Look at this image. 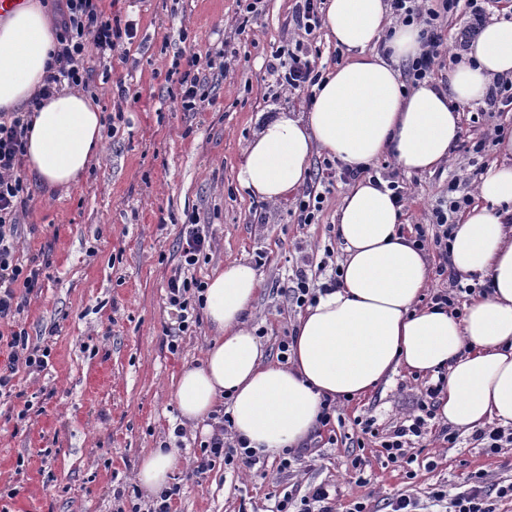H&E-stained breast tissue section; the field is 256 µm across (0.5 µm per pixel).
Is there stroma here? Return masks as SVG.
<instances>
[{
	"instance_id": "stroma-1",
	"label": "stroma",
	"mask_w": 512,
	"mask_h": 512,
	"mask_svg": "<svg viewBox=\"0 0 512 512\" xmlns=\"http://www.w3.org/2000/svg\"><path fill=\"white\" fill-rule=\"evenodd\" d=\"M294 0H261L260 15L236 33L239 0H119L122 19L134 21L132 45L112 55L110 74L95 72L90 94L115 133L105 134L97 163L65 198L33 186L34 200L20 218L16 256L47 259L41 286L18 316L30 346L49 352L44 370L19 368L10 393L0 396V512H130L148 508L136 472L149 450L171 446L180 486L173 512H275L288 492L304 495L326 483L336 512L363 497L358 478L375 492L366 512H389L388 499L423 496L428 488L457 487L471 472L489 487L512 483V446L491 453L475 433L456 430L455 442L429 434L413 450V476L388 463L379 443L365 434L370 419L386 434L416 403L425 378L398 371L391 384L339 404L332 428L311 432L301 463L280 470L263 459L248 473L216 462L204 478L190 467L200 454L201 429L183 437L175 390L184 366L200 363L212 340L207 321L181 336L177 352L163 342L169 323L167 281L180 262V234L188 215L206 224L212 249L192 271L207 280L233 261L255 265L262 278L252 324L269 360L292 335L299 306L288 288L297 265L312 287L334 277L343 253L336 210L348 186L321 174L324 154H313L306 189L322 195L318 220L297 219L295 197L273 205L244 192L236 181L243 150L261 124L283 112L306 111V90L282 92L265 65L289 40ZM201 55L234 47L230 70L208 73L212 103L199 112H177L165 80L178 34ZM461 134L448 162L434 171L401 172L391 154L373 162L389 168L408 189L402 229L429 225L449 184L470 194L477 170L499 155L493 141L473 153L474 141L495 125L512 128V112H485L480 103L461 111Z\"/></svg>"
}]
</instances>
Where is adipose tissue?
<instances>
[{
  "label": "adipose tissue",
  "mask_w": 512,
  "mask_h": 512,
  "mask_svg": "<svg viewBox=\"0 0 512 512\" xmlns=\"http://www.w3.org/2000/svg\"><path fill=\"white\" fill-rule=\"evenodd\" d=\"M327 37L351 60L312 89L307 112L266 121L244 150L239 186L277 203L306 181L321 151L350 167L392 153L407 173L435 169L460 132L458 104L484 98L498 75L512 77V20L490 21L448 74L447 86L406 87L397 68L420 50V29L391 24L385 0H327ZM56 45L52 14L41 0L0 19V112H23L31 125L24 164L48 192H69L103 147V115L83 92L62 90L41 107L28 102L43 84ZM471 209L449 242L457 271L484 294L462 317L418 301L427 285L424 251L401 229L402 212L385 180L359 179L336 213L345 251L338 286L299 314L287 363L270 362L248 324L261 279L249 263L216 270L204 310L214 335L201 364L185 367L175 396L185 423L208 420L226 405L233 431L256 457L297 447L316 425L324 397L361 398L399 369L443 379L442 421L466 430L512 426V136L497 145ZM172 448H155L137 482L156 496L177 465Z\"/></svg>",
  "instance_id": "ef3b65f1"
}]
</instances>
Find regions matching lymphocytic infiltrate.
Listing matches in <instances>:
<instances>
[{
  "label": "lymphocytic infiltrate",
  "instance_id": "lymphocytic-infiltrate-1",
  "mask_svg": "<svg viewBox=\"0 0 512 512\" xmlns=\"http://www.w3.org/2000/svg\"><path fill=\"white\" fill-rule=\"evenodd\" d=\"M398 21L417 24L421 31L422 49L418 56L408 63V75L412 80L421 81L433 77L442 67L445 59L458 58L467 50L490 19V7L500 0H468L469 15L457 32L454 40H446L443 21L458 5V0H389ZM322 0H295L291 21L295 31L302 38L294 46H280L272 52L266 64L267 72L274 76L278 86L293 89H309L323 78L315 60L312 48L303 41L320 29L325 18L320 9ZM65 11L61 12L56 30L57 46L49 64L50 73L44 86L32 98V106H40L54 91L62 86L89 90L90 82L97 67L107 66L112 61L116 47L133 43L137 28L133 21L121 20L106 8L104 0H65ZM213 59H204L191 51L175 55L167 78L175 79L179 89L173 98L176 110L197 112L209 100L207 69L213 68ZM28 127L22 113L11 115L0 113V324L9 327L6 345L10 350L7 363L0 366V392L11 391L18 367L40 371L46 366V355L39 349L29 347L25 329L19 328L16 317L22 304L18 290L33 293L40 286L43 264L39 258L28 263H19L15 257L14 238L17 234L19 214L31 200L30 188L22 174L23 158L26 154ZM470 203L469 198H451L437 207L433 216V234L418 230L419 246H433L439 256L436 267L438 276L450 284L449 290L438 291L432 296L433 304L450 308L455 304L456 288L473 293V286L462 283V276L453 267L448 251L452 235L451 218ZM181 260L167 281V302L171 309L172 324L165 326L167 347L170 352L179 349L181 334L198 324V311L203 305L205 285L190 274L191 269L206 257L212 247V236L208 225L188 218L180 239ZM439 385L423 386L414 412L408 413L405 424L395 429L382 441L388 461L412 464L407 448L413 439L427 435L430 420L435 417L436 398ZM230 414H222L212 435L202 442V454L193 463L192 473L203 477L213 468L217 459L237 467L250 468L257 459L243 442L232 435ZM427 498L432 505H450L452 512H493L488 504L483 473H472L468 486L456 494L438 486L431 488Z\"/></svg>",
  "mask_w": 512,
  "mask_h": 512
}]
</instances>
